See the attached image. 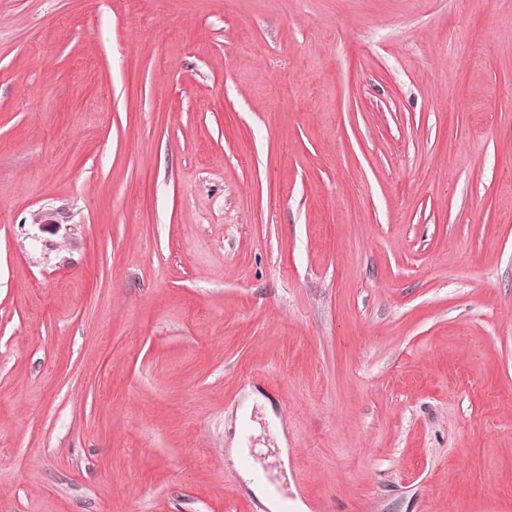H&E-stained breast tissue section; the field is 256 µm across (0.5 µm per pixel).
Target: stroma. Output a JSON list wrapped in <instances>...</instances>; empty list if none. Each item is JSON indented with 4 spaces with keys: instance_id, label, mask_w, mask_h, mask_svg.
<instances>
[{
    "instance_id": "35a3bbf8",
    "label": "stroma",
    "mask_w": 512,
    "mask_h": 512,
    "mask_svg": "<svg viewBox=\"0 0 512 512\" xmlns=\"http://www.w3.org/2000/svg\"><path fill=\"white\" fill-rule=\"evenodd\" d=\"M262 477L512 512V0H0V512Z\"/></svg>"
}]
</instances>
